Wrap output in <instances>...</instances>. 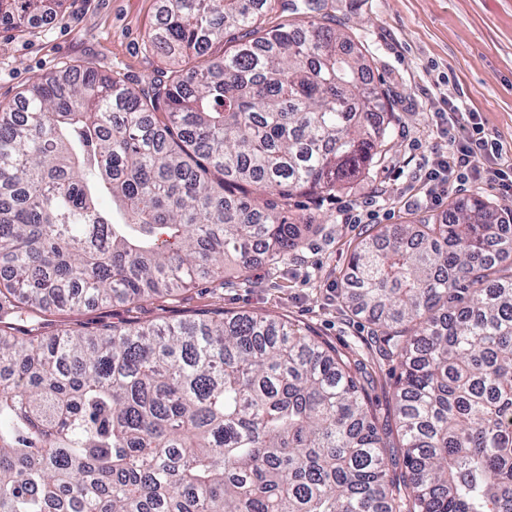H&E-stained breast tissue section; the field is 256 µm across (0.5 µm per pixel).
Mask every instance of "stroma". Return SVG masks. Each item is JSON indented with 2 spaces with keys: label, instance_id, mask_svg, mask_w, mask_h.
<instances>
[{
  "label": "stroma",
  "instance_id": "stroma-1",
  "mask_svg": "<svg viewBox=\"0 0 512 512\" xmlns=\"http://www.w3.org/2000/svg\"><path fill=\"white\" fill-rule=\"evenodd\" d=\"M161 6L162 0H65L24 30L0 20V105L66 68H91L135 88L170 73L174 60L146 42ZM328 12L365 54L374 82L391 94L386 156L332 194L288 200V212L310 229L286 259H259L246 272L229 269L163 298L93 302L74 313L51 308L44 332L176 322L218 308L283 318L352 356L387 452L398 459L392 397L400 367L380 353L366 318L347 306L345 275L357 243L382 225L442 215L450 202L477 195L499 213L512 211V197L470 182L437 204L417 202L425 166L448 148L436 126L448 95L461 97L466 111L479 113L512 148V0H330ZM354 215L362 223H351Z\"/></svg>",
  "mask_w": 512,
  "mask_h": 512
}]
</instances>
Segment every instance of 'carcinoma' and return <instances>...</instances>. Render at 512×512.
Masks as SVG:
<instances>
[{
    "mask_svg": "<svg viewBox=\"0 0 512 512\" xmlns=\"http://www.w3.org/2000/svg\"><path fill=\"white\" fill-rule=\"evenodd\" d=\"M303 5L166 0L147 43L180 69H65L0 108V512H512V225L481 197L349 263L347 303L401 364L398 475L355 361L283 319L37 332L52 305L280 258L308 225L277 200L383 153L388 91L327 0ZM44 8L0 0L19 28Z\"/></svg>",
    "mask_w": 512,
    "mask_h": 512,
    "instance_id": "obj_1",
    "label": "carcinoma"
}]
</instances>
